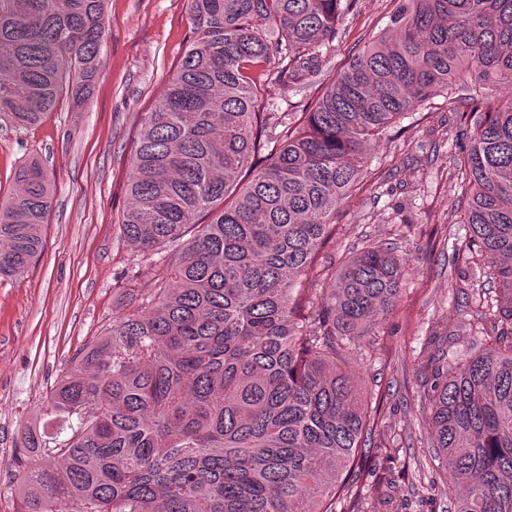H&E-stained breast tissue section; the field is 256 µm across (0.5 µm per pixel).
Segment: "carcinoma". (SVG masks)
<instances>
[{
    "instance_id": "1",
    "label": "carcinoma",
    "mask_w": 512,
    "mask_h": 512,
    "mask_svg": "<svg viewBox=\"0 0 512 512\" xmlns=\"http://www.w3.org/2000/svg\"><path fill=\"white\" fill-rule=\"evenodd\" d=\"M355 0H187L190 35L132 140L119 223L147 276L50 391L51 434L21 439L19 512H336L372 430L344 370L409 263L369 243L323 297L312 271L378 142L440 90L468 104L460 163L468 252L498 284L462 305L489 322L420 371L425 429L454 512H512V0H397L388 26L271 125L261 87L313 68ZM107 0H0V123L30 128L100 76ZM53 189L36 161L0 202V277L43 246ZM47 454L59 465L46 467Z\"/></svg>"
}]
</instances>
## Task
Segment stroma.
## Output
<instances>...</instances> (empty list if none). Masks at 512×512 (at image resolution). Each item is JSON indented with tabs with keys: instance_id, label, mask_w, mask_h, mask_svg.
<instances>
[{
	"instance_id": "stroma-1",
	"label": "stroma",
	"mask_w": 512,
	"mask_h": 512,
	"mask_svg": "<svg viewBox=\"0 0 512 512\" xmlns=\"http://www.w3.org/2000/svg\"><path fill=\"white\" fill-rule=\"evenodd\" d=\"M395 0H357L316 72L270 83L266 109L291 123L315 88L358 53L363 36L383 29ZM186 0H108L101 76L88 102L70 99L38 126L0 124V200L15 170L36 159L47 168L53 199L44 250L19 277L0 281V512H17L13 458L27 426L44 417L47 397L73 356L112 326L117 278L137 251L119 219L132 138L182 55ZM401 135L371 147V171L344 205L324 253L334 272L366 243H385L410 270L397 305L375 335L352 342L345 366L366 402L378 408L358 475L362 495L336 512H453L442 474L420 436L421 388L414 372L431 351L432 332L462 348L478 335L459 314L465 295L494 291L464 246L469 234L457 203V162L469 141L443 94L400 121Z\"/></svg>"
}]
</instances>
